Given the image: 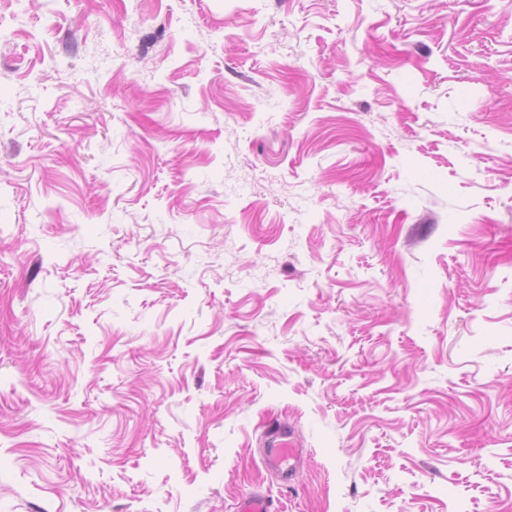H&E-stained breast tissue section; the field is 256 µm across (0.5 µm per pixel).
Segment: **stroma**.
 <instances>
[{
    "mask_svg": "<svg viewBox=\"0 0 512 512\" xmlns=\"http://www.w3.org/2000/svg\"><path fill=\"white\" fill-rule=\"evenodd\" d=\"M257 485L512 512V7L0 0V512ZM265 435L263 462L276 475L281 485L292 489L294 474L303 462L302 448L296 444L286 423L270 424Z\"/></svg>",
    "mask_w": 512,
    "mask_h": 512,
    "instance_id": "obj_1",
    "label": "stroma"
}]
</instances>
